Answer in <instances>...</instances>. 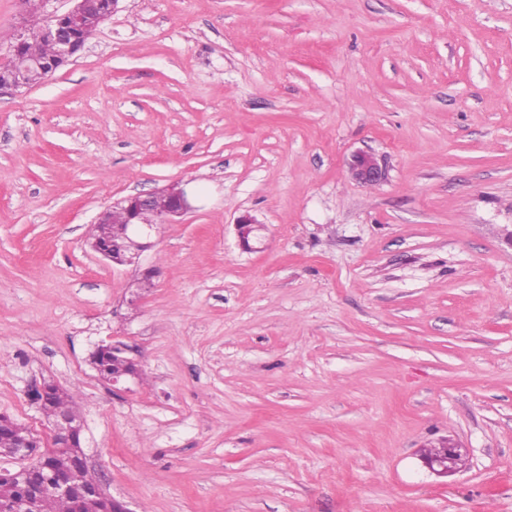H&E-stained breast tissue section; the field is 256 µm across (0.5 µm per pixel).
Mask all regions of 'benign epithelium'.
<instances>
[{
	"label": "benign epithelium",
	"mask_w": 512,
	"mask_h": 512,
	"mask_svg": "<svg viewBox=\"0 0 512 512\" xmlns=\"http://www.w3.org/2000/svg\"><path fill=\"white\" fill-rule=\"evenodd\" d=\"M72 6L63 13H48L40 26L43 37L54 46L56 58L67 62L76 53L72 29L84 24L87 17V0H70ZM23 61L15 59L13 68L6 75H0V92L7 90H20L28 87L24 80V70L20 69ZM351 178L360 184L374 185L386 176L385 167L371 154L358 152L352 156L349 163ZM162 195L169 200V206L163 211L153 207V200L157 193H145L126 197L122 200L123 206L130 215V236L127 244L108 241L99 244V239L108 237L107 229L110 224L109 213L103 212L95 228L98 236L93 238L91 249L114 266H131L139 262L141 254L152 246L148 238L152 236L162 224H170L173 218L187 212L192 208L190 197L186 188L173 183L161 190ZM52 441L63 443L75 437L82 431L83 424L66 415H60L51 422ZM48 453L35 451L31 444L23 442L18 446L10 460L15 463L13 468L0 467V483L10 482L33 469V459L46 458ZM459 456L458 448L448 443L438 447L433 455L423 457L424 464L433 472L441 475L448 474ZM48 488L62 496L77 495L86 501L103 494V487L99 480L93 478L82 488L74 487L68 477L63 473H55L48 483Z\"/></svg>",
	"instance_id": "1"
}]
</instances>
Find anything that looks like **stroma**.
<instances>
[{
  "label": "stroma",
  "instance_id": "obj_1",
  "mask_svg": "<svg viewBox=\"0 0 512 512\" xmlns=\"http://www.w3.org/2000/svg\"><path fill=\"white\" fill-rule=\"evenodd\" d=\"M175 182L138 265L90 249ZM46 379L131 512H512V0H121L0 93V413L45 440ZM349 174L353 180L369 186L382 181L386 170L372 154L358 152L349 163ZM111 347L112 350L98 349V351L93 356V361L96 365V369L104 379L117 382V379L113 377H121L123 375L133 374L135 373L136 368L135 366L125 364H134V362L130 358L122 356L123 351L121 348L112 346V344ZM112 354L119 357L125 363L118 360ZM459 455L458 448L446 442L438 447L435 454L423 457V462L431 471L448 475V470L453 468Z\"/></svg>",
  "mask_w": 512,
  "mask_h": 512
}]
</instances>
